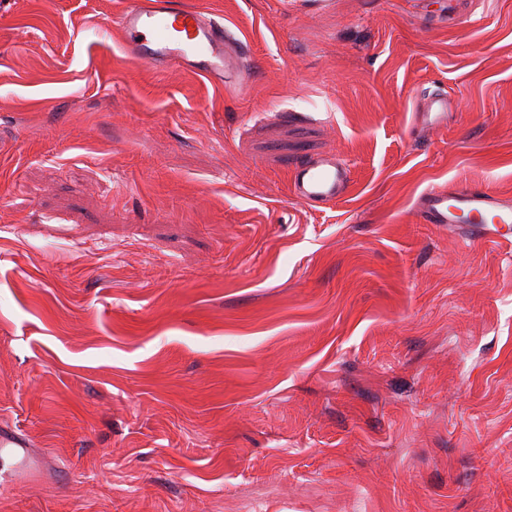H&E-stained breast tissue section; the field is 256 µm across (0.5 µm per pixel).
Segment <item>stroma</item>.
Segmentation results:
<instances>
[{"label": "stroma", "mask_w": 512, "mask_h": 512, "mask_svg": "<svg viewBox=\"0 0 512 512\" xmlns=\"http://www.w3.org/2000/svg\"><path fill=\"white\" fill-rule=\"evenodd\" d=\"M183 2L249 82L131 60L123 0H0V426L49 466L0 458V512H512V247L414 212L512 198V0ZM416 99L418 112L413 114L414 124L424 130L447 127L449 117L458 109V104L439 90H425ZM350 170L336 154L313 156L291 169V193L297 200L314 207L335 203L349 190Z\"/></svg>", "instance_id": "stroma-1"}]
</instances>
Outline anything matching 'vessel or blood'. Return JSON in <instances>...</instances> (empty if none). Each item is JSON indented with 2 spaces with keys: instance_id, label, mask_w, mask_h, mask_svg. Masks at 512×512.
I'll list each match as a JSON object with an SVG mask.
<instances>
[{
  "instance_id": "obj_1",
  "label": "vessel or blood",
  "mask_w": 512,
  "mask_h": 512,
  "mask_svg": "<svg viewBox=\"0 0 512 512\" xmlns=\"http://www.w3.org/2000/svg\"><path fill=\"white\" fill-rule=\"evenodd\" d=\"M114 24L126 54L138 62L187 69L228 87L237 86L250 74L245 64L246 44L222 22L181 0H124ZM417 106L414 123L424 130L446 127L457 109L437 90L421 92ZM349 183L347 163L334 154L304 159L291 169L293 197L314 207L343 199ZM414 208L426 224H471L484 240L497 244L512 238V200L485 189L430 188L417 197ZM2 452L15 458L18 470L33 478L40 476L39 466L31 461L29 436L1 428Z\"/></svg>"
}]
</instances>
